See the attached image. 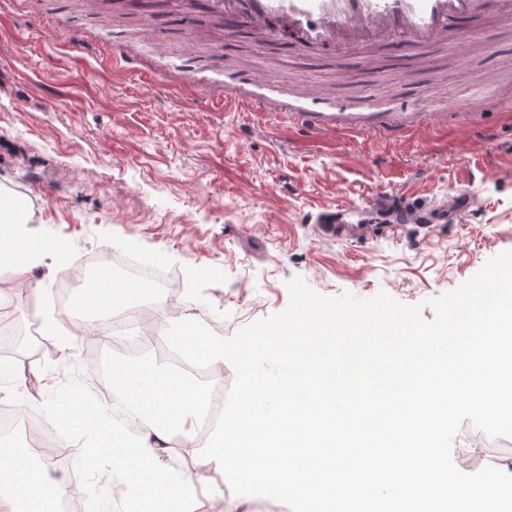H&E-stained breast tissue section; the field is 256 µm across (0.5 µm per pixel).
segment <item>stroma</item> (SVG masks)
Here are the masks:
<instances>
[{
	"label": "stroma",
	"mask_w": 512,
	"mask_h": 512,
	"mask_svg": "<svg viewBox=\"0 0 512 512\" xmlns=\"http://www.w3.org/2000/svg\"><path fill=\"white\" fill-rule=\"evenodd\" d=\"M147 2L107 26L104 0H0V191L28 210L15 236L36 258L21 306L0 330L29 337L33 320L60 323L45 334L39 359L0 363V409L33 413L50 433L72 388L100 401L98 375L113 361L92 358L100 335L74 337L98 320V309L58 307L60 282L88 258L127 254L173 273L175 315L228 339L283 311L297 276L329 297L384 292L430 320L432 298L512 250V106L484 105L497 86L512 83L511 25L482 18L457 48L429 45L410 62L352 57L338 73L330 56L308 58L293 40L260 45L242 31L222 48L208 17L167 24L158 12L174 10L176 0ZM59 24L91 35L97 56L80 61L54 45ZM119 50L141 71L99 64ZM187 60L196 64L191 86L174 80ZM239 71L284 97L365 95L378 109L449 115L464 102L480 124L449 118L399 140L317 141L217 100ZM50 92L66 107L47 110ZM382 192L429 207L431 224L348 242L319 231L323 211L362 206ZM9 441L78 490L81 512H126L116 493L88 494L112 474L86 462L82 439L61 469L32 448L24 428ZM189 472L204 488L189 512H219L231 494L220 465Z\"/></svg>",
	"instance_id": "obj_1"
}]
</instances>
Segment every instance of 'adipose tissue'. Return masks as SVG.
I'll return each mask as SVG.
<instances>
[{"label": "adipose tissue", "instance_id": "1", "mask_svg": "<svg viewBox=\"0 0 512 512\" xmlns=\"http://www.w3.org/2000/svg\"><path fill=\"white\" fill-rule=\"evenodd\" d=\"M22 209L0 200V309L11 308L20 297L19 286L27 280L31 257L7 242L14 226L27 223ZM114 397L144 418L153 437L130 440L112 427L101 410H87L83 403L63 401L57 407V433L63 441L73 434H93L99 447L92 464L107 466L122 498L135 501L137 512H186L185 502L195 493V484L180 475L168 478L159 465L156 448L169 429L193 438V427L204 409L201 388L155 363H113L109 372ZM116 448L127 449L126 458L113 456ZM15 463L11 481H0V512H48L50 496H63L65 488L51 481L44 470L28 465L23 449L0 444V458Z\"/></svg>", "mask_w": 512, "mask_h": 512}]
</instances>
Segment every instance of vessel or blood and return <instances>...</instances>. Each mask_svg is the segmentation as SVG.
I'll list each match as a JSON object with an SVG mask.
<instances>
[{
  "label": "vessel or blood",
  "mask_w": 512,
  "mask_h": 512,
  "mask_svg": "<svg viewBox=\"0 0 512 512\" xmlns=\"http://www.w3.org/2000/svg\"><path fill=\"white\" fill-rule=\"evenodd\" d=\"M188 9L208 11L216 21H234L270 41L276 33L294 32L307 53H327L344 60L360 48L383 45L396 37L413 46L436 44L455 48L464 37L455 26L465 15L499 13L512 20V0H181ZM251 78L224 90L226 103L257 115L287 119L289 124L318 137L342 134L354 138L398 139L434 124L432 112H367L350 101L330 106L319 99L302 104L263 94H245ZM378 230L395 235L411 224H428L427 212L398 208L374 200ZM347 211H324L322 231L343 240L354 227Z\"/></svg>",
  "instance_id": "1"
}]
</instances>
